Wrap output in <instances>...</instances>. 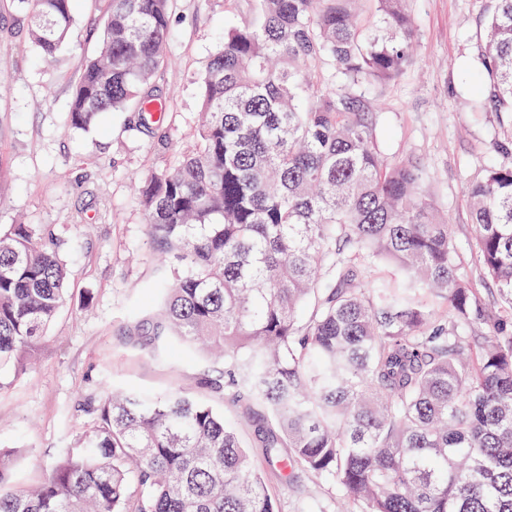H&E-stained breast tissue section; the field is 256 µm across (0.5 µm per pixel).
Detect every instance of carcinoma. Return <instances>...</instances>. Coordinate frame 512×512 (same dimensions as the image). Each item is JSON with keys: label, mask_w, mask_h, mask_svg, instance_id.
Returning a JSON list of instances; mask_svg holds the SVG:
<instances>
[{"label": "carcinoma", "mask_w": 512, "mask_h": 512, "mask_svg": "<svg viewBox=\"0 0 512 512\" xmlns=\"http://www.w3.org/2000/svg\"><path fill=\"white\" fill-rule=\"evenodd\" d=\"M371 2L369 23L359 0H253L224 27L195 138L136 183L166 264L151 284L160 307L128 335L141 351L174 338L223 355L210 389L244 403L246 424L268 415L266 457L338 484L361 512H512V167L468 187L496 313L460 274L422 167L387 163L356 92L401 74L417 37L404 0ZM493 2L474 111L512 124V0ZM171 4L110 0L71 127L131 110L149 127ZM12 5L41 56L75 37L72 0ZM69 278L38 226L0 232V366L30 355ZM11 465L0 451V512H278L224 414L179 388L105 393L35 482L6 487Z\"/></svg>", "instance_id": "carcinoma-1"}]
</instances>
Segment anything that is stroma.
<instances>
[{"label":"stroma","mask_w":512,"mask_h":512,"mask_svg":"<svg viewBox=\"0 0 512 512\" xmlns=\"http://www.w3.org/2000/svg\"><path fill=\"white\" fill-rule=\"evenodd\" d=\"M108 0H76L78 37L48 61L20 35L25 13L0 7V230L37 224L58 243L71 270L67 301L38 341L26 368L0 367V448L15 451L9 483L29 480L88 427L103 390L162 392L177 387L223 409L237 425L278 512H359L341 490L311 475L285 487L284 472L267 462L256 428L240 421L231 397L209 392L221 366L199 351L153 354L132 347L127 325L151 312L145 293L155 278L146 217L134 178L172 165L192 133L200 78L224 31L244 17L248 0H172L170 48L155 81L164 119L152 131L132 129L130 113H109L87 130L67 124L80 62L96 47L95 27ZM492 0H408L418 41L414 59L396 80L359 91L380 116L389 162L416 161L422 188L447 214L460 273L478 296L496 304L472 246L468 185L489 165L512 166V152L494 141L512 137L497 113L470 109L477 74L471 61Z\"/></svg>","instance_id":"1"}]
</instances>
